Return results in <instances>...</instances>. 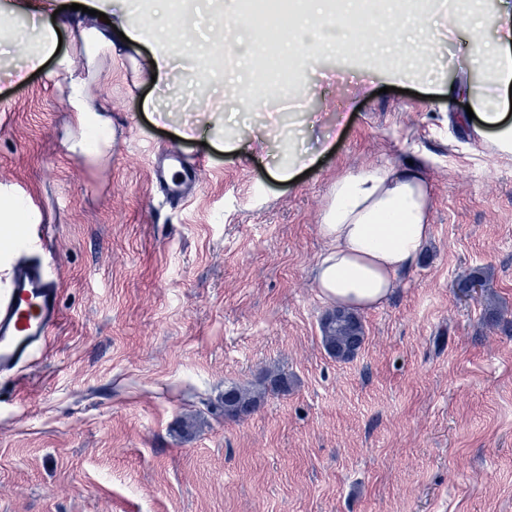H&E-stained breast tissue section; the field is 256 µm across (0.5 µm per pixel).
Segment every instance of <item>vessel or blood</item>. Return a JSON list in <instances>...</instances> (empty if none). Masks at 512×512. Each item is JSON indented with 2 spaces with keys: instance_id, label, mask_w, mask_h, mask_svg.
<instances>
[{
  "instance_id": "obj_1",
  "label": "vessel or blood",
  "mask_w": 512,
  "mask_h": 512,
  "mask_svg": "<svg viewBox=\"0 0 512 512\" xmlns=\"http://www.w3.org/2000/svg\"><path fill=\"white\" fill-rule=\"evenodd\" d=\"M42 246L36 229H29L0 286V378L32 367L61 321L60 290Z\"/></svg>"
}]
</instances>
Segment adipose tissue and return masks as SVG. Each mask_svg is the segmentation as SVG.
I'll return each instance as SVG.
<instances>
[{
  "label": "adipose tissue",
  "instance_id": "obj_1",
  "mask_svg": "<svg viewBox=\"0 0 512 512\" xmlns=\"http://www.w3.org/2000/svg\"><path fill=\"white\" fill-rule=\"evenodd\" d=\"M481 0H450L449 32L466 36L470 78L457 80L448 91L462 125L488 138L495 155L512 158V114L503 110L512 93V0H499L495 12L480 10ZM98 18L82 11L63 10L59 20L39 31L37 49L28 50L16 78L41 68L55 58V77L66 78L65 95L72 118L82 131L71 142L72 153L92 162H105L112 147L108 108L102 104L93 72L73 74L72 56H57L60 20H67L73 40L85 54L109 49L128 38L130 45L150 44L151 62L145 72L157 84L174 89L172 44L156 37L137 6L117 13L115 25L104 21L112 0H93ZM349 13L336 14L335 29H326L324 0H309L308 9L279 20L278 36L293 56L313 63V53L324 43L351 44ZM433 183L426 163L405 168L383 166L360 170L337 179L323 212L320 232L326 249L314 268V282L326 301L353 311H367L385 303L395 292L401 274L408 271L430 238V201Z\"/></svg>",
  "mask_w": 512,
  "mask_h": 512
}]
</instances>
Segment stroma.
Listing matches in <instances>:
<instances>
[{"label": "stroma", "mask_w": 512, "mask_h": 512, "mask_svg": "<svg viewBox=\"0 0 512 512\" xmlns=\"http://www.w3.org/2000/svg\"><path fill=\"white\" fill-rule=\"evenodd\" d=\"M225 24L211 11L177 43L160 115L134 83L143 56L100 54V165L67 149L80 132L54 63L0 79V189L44 224L62 305L37 367L0 379V512H512V159L422 88L467 75L465 42L422 57L331 45L292 68L271 30L250 32L265 47L251 76L273 62L294 77L257 118L270 146L297 107L314 124L294 145L306 175L278 182L263 151L224 149L247 133L234 66L210 64L205 32ZM164 150L202 167L175 208L154 173ZM423 156L432 236L338 361L313 280L331 188ZM273 369L287 393L225 417V388Z\"/></svg>", "instance_id": "stroma-1"}]
</instances>
